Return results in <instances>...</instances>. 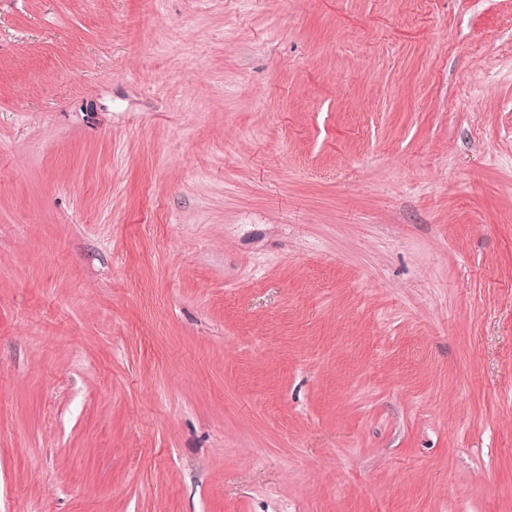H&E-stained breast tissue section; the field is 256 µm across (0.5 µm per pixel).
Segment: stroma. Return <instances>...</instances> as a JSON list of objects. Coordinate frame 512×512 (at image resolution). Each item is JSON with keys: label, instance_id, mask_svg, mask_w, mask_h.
<instances>
[{"label": "stroma", "instance_id": "stroma-1", "mask_svg": "<svg viewBox=\"0 0 512 512\" xmlns=\"http://www.w3.org/2000/svg\"><path fill=\"white\" fill-rule=\"evenodd\" d=\"M0 512H512V0H0Z\"/></svg>", "mask_w": 512, "mask_h": 512}]
</instances>
